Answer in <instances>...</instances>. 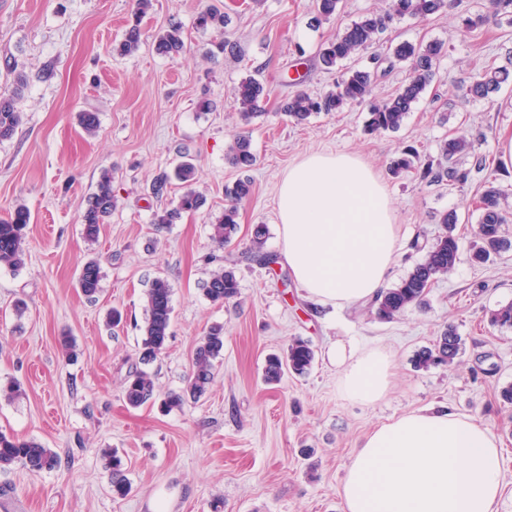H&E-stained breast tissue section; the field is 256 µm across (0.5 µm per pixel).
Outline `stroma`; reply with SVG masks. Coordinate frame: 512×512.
I'll list each match as a JSON object with an SVG mask.
<instances>
[{"label": "stroma", "mask_w": 512, "mask_h": 512, "mask_svg": "<svg viewBox=\"0 0 512 512\" xmlns=\"http://www.w3.org/2000/svg\"><path fill=\"white\" fill-rule=\"evenodd\" d=\"M134 54L115 51L136 0H0V91L14 72L27 76L16 102L22 121L0 142V219L17 205L31 213L20 268H0V382L21 392L0 399V431L33 438L56 451L58 468L31 473L0 471V512H343L339 487L359 441L389 418L447 405L486 425L503 448V494L497 512H512V406L500 392L512 385V329L491 323L512 304V167L499 163L498 137L512 130V83L488 100H469L476 70L512 61V21L489 20L462 28V11H482L484 0H447L426 19L394 22L375 52L391 44L437 39L447 53L424 97L400 130L370 134L366 108L288 121L281 100L301 89L330 90L338 71L323 68L317 51L384 0H342L339 12L314 23L312 0H152ZM223 5L225 31L196 28L207 5ZM181 25L185 49L158 54L156 34ZM237 41V57L206 58L210 44ZM260 75L270 97L250 135L256 163L234 167L228 149L242 124L233 92L243 77ZM214 103L202 108L204 100ZM96 113L95 133L77 115ZM466 135L472 149L456 166L461 182L432 183L420 171L393 175L389 163L415 147L423 164L444 161L440 147ZM196 166V189L205 204L176 223L156 228L157 214L176 206L183 192L172 182L154 196V178L173 171L181 151ZM350 152L385 179L401 229L392 272L400 281L441 233L439 217L458 216L460 260L429 288L426 304L391 321L378 319L369 302L344 308L310 301L284 264L253 257L256 225L266 227V251L279 250L277 188L288 168L317 152ZM483 167H476V160ZM112 176L116 206L96 242L83 233L82 215L102 173ZM246 177L252 196L239 209L238 230L225 247L210 238L224 214V189ZM503 193L509 219L500 228L509 248L484 263L472 260L478 230L476 202L487 184ZM98 259L100 291L87 298L78 280L85 262ZM234 268L239 295L211 303L202 287L218 266ZM171 288L173 319L165 350L148 365L139 361L146 293L154 278ZM27 309L16 315L14 304ZM123 311L112 326L107 314ZM215 324L224 327V350L214 380L198 401L163 412L158 405L126 406L123 384L144 366L160 394L182 392L194 351ZM462 341L453 363L416 368L421 349L446 329ZM71 333L76 355L66 358L58 339ZM295 337L309 340L315 360L304 375L264 380L269 354L283 353ZM388 351L394 376L387 396L372 406L344 399L331 345ZM117 449L131 489L114 497L104 450Z\"/></svg>", "instance_id": "1"}]
</instances>
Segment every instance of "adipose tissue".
Returning <instances> with one entry per match:
<instances>
[{"instance_id": "ef3b65f1", "label": "adipose tissue", "mask_w": 512, "mask_h": 512, "mask_svg": "<svg viewBox=\"0 0 512 512\" xmlns=\"http://www.w3.org/2000/svg\"><path fill=\"white\" fill-rule=\"evenodd\" d=\"M281 257L308 298L343 308L389 284L399 226L387 186L351 153L315 152L292 166L277 195ZM346 400L370 406L390 386L380 348L328 350ZM502 455L491 431L447 408H422L369 433L346 466L345 512H496Z\"/></svg>"}]
</instances>
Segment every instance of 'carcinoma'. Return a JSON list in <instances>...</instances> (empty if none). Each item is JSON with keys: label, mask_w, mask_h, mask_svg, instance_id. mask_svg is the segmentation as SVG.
<instances>
[{"label": "carcinoma", "mask_w": 512, "mask_h": 512, "mask_svg": "<svg viewBox=\"0 0 512 512\" xmlns=\"http://www.w3.org/2000/svg\"><path fill=\"white\" fill-rule=\"evenodd\" d=\"M341 0H315L316 15L314 21L319 23L336 14ZM490 16L479 15L463 18L464 28L471 30L483 24L488 18L507 17L512 20V0H489ZM151 7V0H137L134 21L126 28L119 44V52L128 55L138 50L141 44V22ZM446 7V0H388L387 9L381 14H369L352 23L343 32L321 45L318 57L327 67H335L353 55L370 49L378 42V37L396 18H427L439 13ZM228 22L226 15L215 9L199 13L197 28H222ZM185 48L182 27L172 25L156 38L155 49L160 55L175 57ZM443 43L429 41L415 44L410 41L398 43L391 55L383 58L376 54L372 60L381 64L387 60L389 67L404 63L409 67V76L405 82L389 97L377 99L373 94L378 70L346 67L342 69L340 79L334 89L321 96H311L297 90L289 95L282 105V111L294 122L300 124L312 115L320 112H340L346 106L358 104L367 107L368 118L365 122L371 132H396L404 124L409 113L423 97L430 85L435 68L443 56ZM512 81V70L490 67L474 77L467 88V97L471 100H487L497 92L501 85ZM270 90L262 80L255 76L242 79L235 92V103L244 124L261 116L264 103ZM21 113L15 110L14 95L0 92V141L12 137L21 123ZM472 147L465 136H457L442 146V153L448 160L467 154ZM231 163L241 170L251 168L256 156L251 138L245 134L237 136L229 149ZM419 155L412 149L402 151L390 163L393 174L398 175L415 167ZM175 177L186 184V189L179 197L176 207L158 215L156 224H174L185 213H194L204 204L203 196L195 188L196 170L190 159L181 161L175 168ZM422 176L439 182L444 179L465 180L467 173L454 167L433 168L428 165L422 169ZM252 194L249 179H240L226 190L229 202L224 207V215L212 225L211 239L222 246L231 241L238 226L239 205ZM115 207L112 195V177L105 173L101 177L97 192L94 193L88 208L83 214L85 238L89 242L97 240L101 226L106 223ZM481 211L478 225L479 242L473 245L471 258L483 261L490 254L506 247V242L499 235L500 224L504 222L501 207V192L494 185H489L479 199ZM458 218L455 212L440 215L439 223L445 232L438 236L428 248L424 259L394 287L387 289L371 303L376 315L381 319H392L420 304L434 281L452 272L460 260V246L454 234V225ZM30 223V212L19 205L6 219L0 220V266L18 268L23 265L25 257V230ZM266 226L256 225L254 229L253 248L257 261L263 265L277 263V256L264 251ZM101 270L97 261L90 260L83 267L79 278L82 293L92 298L99 292ZM206 298L215 303L228 302L239 293V281L234 268L221 267L215 271L203 288ZM147 316L141 327L142 336L140 356L143 361H153L166 347L170 335L172 320L171 288L162 278L152 281L147 291ZM461 349V338L452 330L440 336L435 348L418 354L416 364L427 367L431 364L452 363ZM224 350V326L214 325L199 341L192 359V377L186 391L181 394H168L158 399L152 377L143 370L129 372L124 382L123 398L131 408H139L150 401L160 400L161 408L171 410L179 408L187 399L197 400L207 391L213 379V361ZM315 359L311 344L294 338L288 344L284 355H272L266 361L265 380L277 383L285 370L304 373ZM106 468L110 471L112 494L118 497L127 495L129 483L121 470V459L114 451L105 452ZM15 464L23 465L32 473L53 470L60 466V457L51 449L34 439L20 438L14 434L0 431V470H7Z\"/></svg>", "instance_id": "cac0c4a2"}]
</instances>
